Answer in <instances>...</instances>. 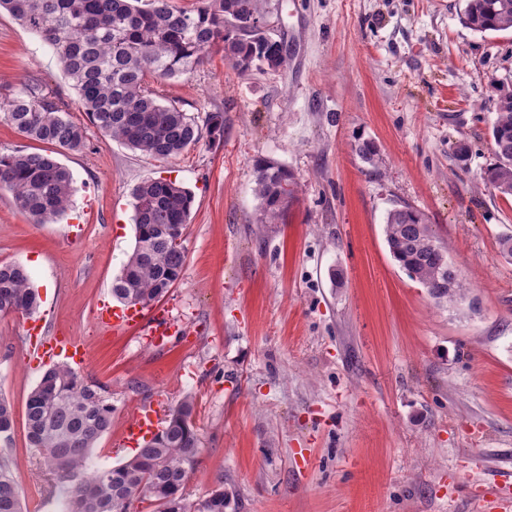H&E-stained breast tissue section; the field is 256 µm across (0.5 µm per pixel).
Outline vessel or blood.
<instances>
[{
  "label": "vessel or blood",
  "instance_id": "obj_1",
  "mask_svg": "<svg viewBox=\"0 0 512 512\" xmlns=\"http://www.w3.org/2000/svg\"><path fill=\"white\" fill-rule=\"evenodd\" d=\"M96 317L102 328L116 336L124 335L135 328H147L150 335L154 336L156 346L162 348L167 347L171 337L185 333L184 327L170 320L160 308L147 315L137 306L117 309L103 304L97 309ZM27 333L31 363L38 365L58 356L70 359L79 367L87 361L83 346L69 337L49 335L46 327L37 323L28 324ZM160 420V407L149 404L138 408L126 420L122 434L124 443L140 444L158 431Z\"/></svg>",
  "mask_w": 512,
  "mask_h": 512
}]
</instances>
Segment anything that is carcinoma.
<instances>
[{"instance_id":"obj_1","label":"carcinoma","mask_w":512,"mask_h":512,"mask_svg":"<svg viewBox=\"0 0 512 512\" xmlns=\"http://www.w3.org/2000/svg\"><path fill=\"white\" fill-rule=\"evenodd\" d=\"M6 11L52 49L75 90L78 103L104 135L154 159H172L187 147L224 129L221 112L205 123L164 98L149 82L170 81L192 72L216 47L241 73L265 71L263 36L236 28L224 0H202L194 10L172 0H0ZM462 23L479 32L512 30V0H466ZM497 117L491 127L495 162L482 179L502 196H512V86H498ZM0 120L24 137L57 149L79 152L85 130L64 103L38 81L14 90L0 104ZM359 157L374 167L380 160L372 141L357 143ZM260 223L284 220L295 198V175L260 159L255 164ZM73 175L48 153L16 150L0 154V188L35 224L63 216L72 205ZM135 245L112 297L124 305L146 306L180 279L185 262L184 231L194 198L179 183L147 178L132 192ZM394 260L437 300L463 288L458 269L423 213L403 206L391 210L384 228ZM40 305L26 268L0 263V313H33ZM195 402L184 396L164 426L119 465L87 472L89 456L112 426L113 408L102 388L66 365L48 369L25 403L28 446L40 469L65 491L64 512H225L224 490L189 503L185 484L199 463L201 441ZM14 430L13 405L0 397V441ZM0 512H23L12 462L0 455Z\"/></svg>"}]
</instances>
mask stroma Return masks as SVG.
I'll use <instances>...</instances> for the list:
<instances>
[{
  "mask_svg": "<svg viewBox=\"0 0 512 512\" xmlns=\"http://www.w3.org/2000/svg\"><path fill=\"white\" fill-rule=\"evenodd\" d=\"M465 0H266L288 62L240 73L213 50L162 94L224 133L174 160L104 136L78 109L50 49L0 13V101L39 81L86 130L58 160L73 207L31 223L0 190V262L29 270L50 333L84 346L112 428L91 455H133L128 415L195 398L203 452L188 500L223 488L227 512H506L512 482V197L485 185L494 86L512 83V30L461 22ZM377 145L378 167L355 152ZM466 144L468 158L454 156ZM295 174L281 224L257 223L254 163ZM163 177L194 197L181 279L159 299L188 328L165 350L105 331L96 310L135 245L132 191ZM422 211L467 288L438 302L392 258L388 212ZM81 225L78 235L67 225ZM26 315L0 313V396L14 407L13 464L26 512H61L25 431L42 372Z\"/></svg>",
  "mask_w": 512,
  "mask_h": 512,
  "instance_id": "obj_1",
  "label": "stroma"
}]
</instances>
